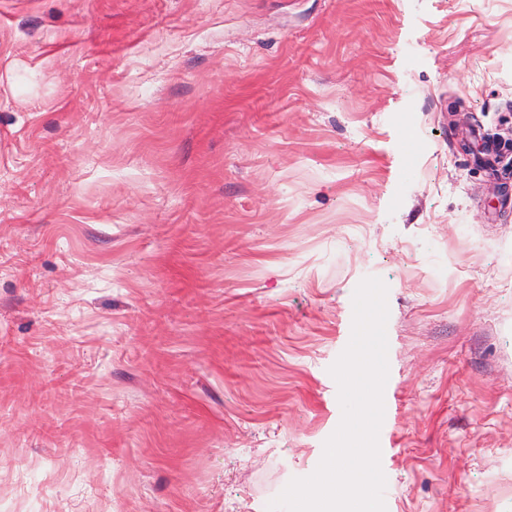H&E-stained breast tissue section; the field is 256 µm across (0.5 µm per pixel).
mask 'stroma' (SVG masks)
Wrapping results in <instances>:
<instances>
[{"label":"stroma","mask_w":512,"mask_h":512,"mask_svg":"<svg viewBox=\"0 0 512 512\" xmlns=\"http://www.w3.org/2000/svg\"><path fill=\"white\" fill-rule=\"evenodd\" d=\"M512 0H0V512H267L388 287L386 512H512Z\"/></svg>","instance_id":"obj_1"}]
</instances>
